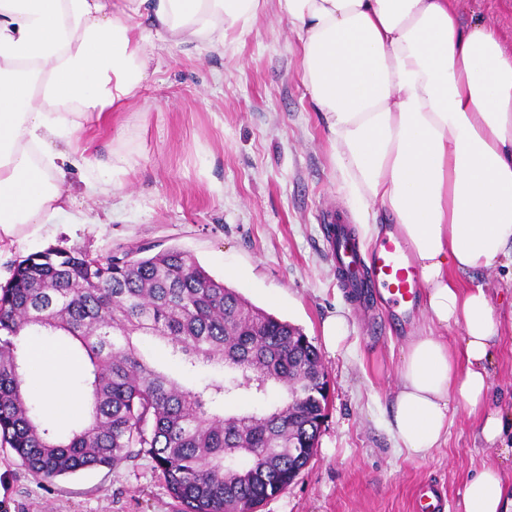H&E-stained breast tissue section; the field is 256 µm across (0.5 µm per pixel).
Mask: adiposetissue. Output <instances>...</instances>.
Instances as JSON below:
<instances>
[{
  "instance_id": "1",
  "label": "adipose tissue",
  "mask_w": 512,
  "mask_h": 512,
  "mask_svg": "<svg viewBox=\"0 0 512 512\" xmlns=\"http://www.w3.org/2000/svg\"><path fill=\"white\" fill-rule=\"evenodd\" d=\"M267 0H0V243L41 229L74 200L75 157L54 141L105 123L149 77L148 45L220 50ZM298 32L303 85L321 112L366 233L408 240L434 328L411 337L391 428L424 457L448 438L451 402L490 395L501 333L485 288L464 276L512 275V37L473 18L466 0H277ZM148 32H141L142 21ZM32 383L51 410L77 404L65 371ZM463 512H512V485L472 475Z\"/></svg>"
}]
</instances>
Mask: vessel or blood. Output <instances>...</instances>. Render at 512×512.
<instances>
[{
  "instance_id": "b4317fda",
  "label": "vessel or blood",
  "mask_w": 512,
  "mask_h": 512,
  "mask_svg": "<svg viewBox=\"0 0 512 512\" xmlns=\"http://www.w3.org/2000/svg\"><path fill=\"white\" fill-rule=\"evenodd\" d=\"M336 263L342 272L341 287L381 289L392 305L406 313L412 311L420 281L410 250L397 231L385 232L365 257L354 244L337 242Z\"/></svg>"
}]
</instances>
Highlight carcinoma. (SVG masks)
Here are the masks:
<instances>
[{
  "mask_svg": "<svg viewBox=\"0 0 512 512\" xmlns=\"http://www.w3.org/2000/svg\"><path fill=\"white\" fill-rule=\"evenodd\" d=\"M69 336L91 370L89 415L66 435L35 405L24 336ZM167 341L188 371L222 374L183 385L148 362L136 338ZM325 368L300 329L254 307L190 255L168 248L93 257L47 249L15 261L0 286V448L52 481L148 457L180 512H255L310 462L328 398ZM286 396L269 404L273 386ZM252 396L262 409L227 410ZM312 442L294 454L291 440Z\"/></svg>",
  "mask_w": 512,
  "mask_h": 512,
  "instance_id": "1",
  "label": "carcinoma"
}]
</instances>
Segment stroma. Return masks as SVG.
I'll return each mask as SVG.
<instances>
[{
  "label": "stroma",
  "mask_w": 512,
  "mask_h": 512,
  "mask_svg": "<svg viewBox=\"0 0 512 512\" xmlns=\"http://www.w3.org/2000/svg\"><path fill=\"white\" fill-rule=\"evenodd\" d=\"M298 35L269 6L223 51L155 49L149 78L111 121L82 133L89 163L68 169L76 200L37 232L0 246V285L16 259L49 248L93 256L138 247L187 252L250 303L300 327L322 348L330 384L327 418L305 470L260 512H415L423 484L463 512L471 473L497 467L512 483V445L491 444L481 415L455 403L448 441L426 457L396 449L389 427L402 351L429 327L422 305L409 316L383 295L358 303L337 286L336 213L358 232L355 201L341 179L319 112L302 83ZM109 177L107 194L84 182ZM504 322L489 367L492 412L512 413V288L499 269L472 276ZM341 312L350 334L322 347L321 323ZM152 463L84 470L45 481L0 450V512H177Z\"/></svg>",
  "instance_id": "obj_1"
}]
</instances>
